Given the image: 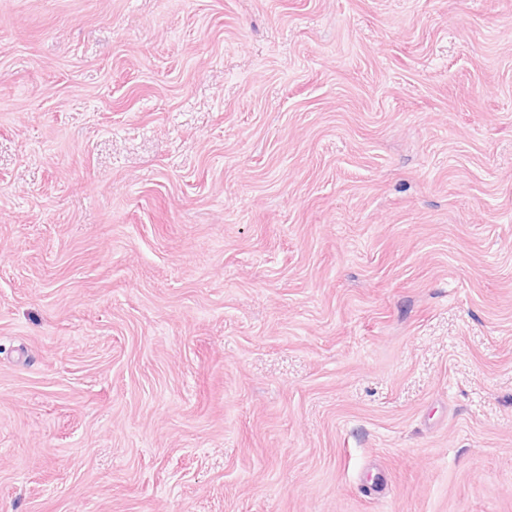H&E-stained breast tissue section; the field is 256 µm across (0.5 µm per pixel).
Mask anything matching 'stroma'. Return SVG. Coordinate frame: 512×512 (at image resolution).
<instances>
[{
    "instance_id": "35a3bbf8",
    "label": "stroma",
    "mask_w": 512,
    "mask_h": 512,
    "mask_svg": "<svg viewBox=\"0 0 512 512\" xmlns=\"http://www.w3.org/2000/svg\"><path fill=\"white\" fill-rule=\"evenodd\" d=\"M0 512H512V0H0Z\"/></svg>"
}]
</instances>
